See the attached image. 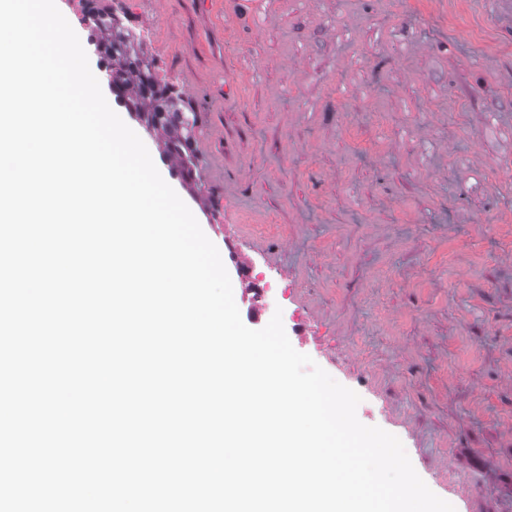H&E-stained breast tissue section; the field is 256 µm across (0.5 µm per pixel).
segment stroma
<instances>
[{
	"mask_svg": "<svg viewBox=\"0 0 512 512\" xmlns=\"http://www.w3.org/2000/svg\"><path fill=\"white\" fill-rule=\"evenodd\" d=\"M203 112L207 204L114 104L224 258L287 271L292 346L456 512H512V0H136Z\"/></svg>",
	"mask_w": 512,
	"mask_h": 512,
	"instance_id": "1",
	"label": "stroma"
}]
</instances>
